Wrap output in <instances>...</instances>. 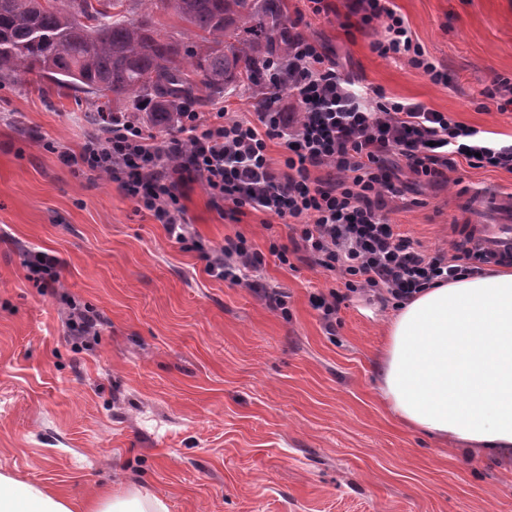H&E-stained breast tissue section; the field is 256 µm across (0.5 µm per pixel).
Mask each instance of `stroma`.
Wrapping results in <instances>:
<instances>
[{"mask_svg": "<svg viewBox=\"0 0 512 512\" xmlns=\"http://www.w3.org/2000/svg\"><path fill=\"white\" fill-rule=\"evenodd\" d=\"M327 2L315 15L286 0V20L343 77L512 139V112L486 95L512 81V0H393L440 84L373 51L381 23ZM92 101L28 74L0 83V472L82 500L144 486L169 512H512L511 465L454 451L382 402L391 302L352 296L328 334L311 297L342 280L293 251L276 215L220 213L200 182L182 199L204 247L241 235L259 252L253 277L285 293L282 310L209 276L107 176H74L57 151H79ZM394 172L391 220L431 252L457 244L465 191L512 187L462 160L445 182ZM37 250L62 262L53 292L29 277ZM75 306L99 335H72Z\"/></svg>", "mask_w": 512, "mask_h": 512, "instance_id": "stroma-1", "label": "stroma"}]
</instances>
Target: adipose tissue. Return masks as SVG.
Here are the masks:
<instances>
[{
  "label": "adipose tissue",
  "mask_w": 512,
  "mask_h": 512,
  "mask_svg": "<svg viewBox=\"0 0 512 512\" xmlns=\"http://www.w3.org/2000/svg\"><path fill=\"white\" fill-rule=\"evenodd\" d=\"M379 391L407 424L485 454L512 457V269L434 285L388 325ZM0 512H168L134 489L91 503L0 473Z\"/></svg>",
  "instance_id": "adipose-tissue-1"
}]
</instances>
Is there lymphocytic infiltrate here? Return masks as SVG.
Listing matches in <instances>:
<instances>
[{
	"instance_id": "obj_1",
	"label": "lymphocytic infiltrate",
	"mask_w": 512,
	"mask_h": 512,
	"mask_svg": "<svg viewBox=\"0 0 512 512\" xmlns=\"http://www.w3.org/2000/svg\"><path fill=\"white\" fill-rule=\"evenodd\" d=\"M350 11L363 25L382 22L384 35L373 45L379 56L408 59L433 83L446 82L391 0H352ZM262 80L273 90L287 87L294 111L274 98L255 106L249 119L220 107H186L166 142L125 113L106 112L103 136L86 138L79 153L65 150L59 158L74 174L97 172L119 183L137 210L149 212L178 244L189 242L183 189L197 180L213 205L227 202L237 212L247 207L293 221L296 249L344 279L342 290L312 298L330 330L348 295L402 303L430 285L481 274L470 253H428L392 223L389 204L401 188L387 160L401 157L430 181L444 178L459 157L473 169L512 173V143L497 144L483 130L423 104L352 87L322 46L298 32L288 61L270 60ZM273 141L284 150L277 164L269 155ZM321 168L331 176L319 177ZM205 261L210 276L238 283L262 258L239 236Z\"/></svg>"
}]
</instances>
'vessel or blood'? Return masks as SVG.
Listing matches in <instances>:
<instances>
[{
    "instance_id": "vessel-or-blood-1",
    "label": "vessel or blood",
    "mask_w": 512,
    "mask_h": 512,
    "mask_svg": "<svg viewBox=\"0 0 512 512\" xmlns=\"http://www.w3.org/2000/svg\"><path fill=\"white\" fill-rule=\"evenodd\" d=\"M469 219L463 233L468 249L489 262L512 260V189H473L464 199Z\"/></svg>"
}]
</instances>
